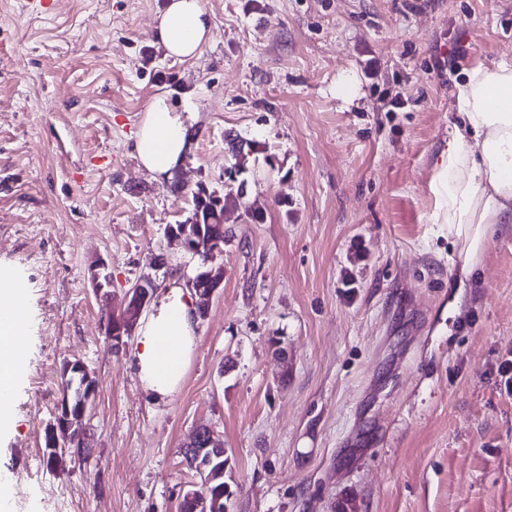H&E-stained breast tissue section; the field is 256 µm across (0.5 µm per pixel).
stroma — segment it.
<instances>
[{
  "label": "stroma",
  "instance_id": "35a3bbf8",
  "mask_svg": "<svg viewBox=\"0 0 512 512\" xmlns=\"http://www.w3.org/2000/svg\"><path fill=\"white\" fill-rule=\"evenodd\" d=\"M165 2L0 0V271L30 312L6 512H57L59 494L66 512H177L200 427L224 441L225 512H512V223L462 284L430 221L456 85L512 60V0H202L213 39L186 61L156 41ZM162 92L195 118L171 180L133 152ZM201 183L234 200L224 282L156 400L135 343L107 345L89 267L118 297L145 276L187 286L198 261L165 229ZM74 361L96 386L90 460L30 476Z\"/></svg>",
  "mask_w": 512,
  "mask_h": 512
}]
</instances>
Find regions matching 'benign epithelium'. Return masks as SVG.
Listing matches in <instances>:
<instances>
[{
  "label": "benign epithelium",
  "mask_w": 512,
  "mask_h": 512,
  "mask_svg": "<svg viewBox=\"0 0 512 512\" xmlns=\"http://www.w3.org/2000/svg\"><path fill=\"white\" fill-rule=\"evenodd\" d=\"M166 236L179 241L184 251L193 257L201 255L205 251L208 252L206 261L200 264L195 276L189 279L190 288L194 290L196 298L195 318L203 319L222 284L221 274L209 266L220 248H210V242L204 235L203 221L200 215L193 217L186 224L168 225ZM90 274L95 295L105 299L111 297L112 278L105 263L99 261L92 264ZM157 289L158 285L152 278L144 277L137 280L125 292L119 313L112 315L107 336L112 351L118 352L126 347L127 340L131 338L138 320L148 309ZM72 366L85 374V379L78 388L80 404L74 412L67 408L57 415L55 422L50 425V430L55 432L61 428L69 432L74 430V422L84 419L92 407V397L95 391L94 381L86 376L87 370L83 363L76 361L72 363ZM223 447L224 444L216 440L213 432L207 428L197 429L184 445L186 451L197 458L206 451L217 452Z\"/></svg>",
  "instance_id": "7a95c632"
}]
</instances>
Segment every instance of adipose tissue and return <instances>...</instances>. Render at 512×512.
<instances>
[{
  "label": "adipose tissue",
  "mask_w": 512,
  "mask_h": 512,
  "mask_svg": "<svg viewBox=\"0 0 512 512\" xmlns=\"http://www.w3.org/2000/svg\"><path fill=\"white\" fill-rule=\"evenodd\" d=\"M213 36L201 0H168L156 24L167 56L197 58ZM192 136L182 114L163 95L153 97L134 138L141 167L173 178ZM433 221L447 225L458 247L463 277L477 269L495 225L512 222V63L472 67L456 90L448 147L430 184ZM194 299L188 289L169 288L138 330L135 359L143 389L165 399L180 387L196 345ZM26 286L0 273V431L11 425L10 407L28 367Z\"/></svg>",
  "instance_id": "adipose-tissue-1"
}]
</instances>
